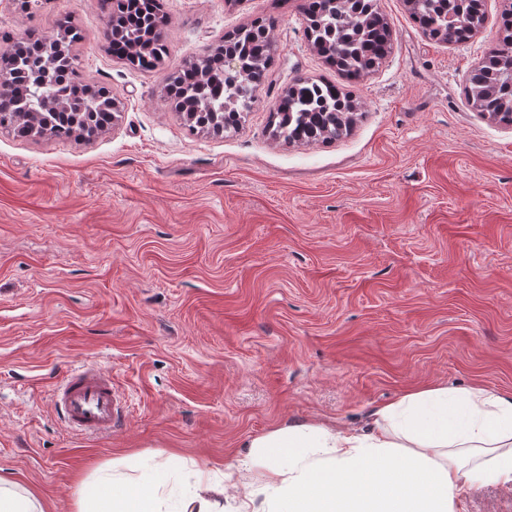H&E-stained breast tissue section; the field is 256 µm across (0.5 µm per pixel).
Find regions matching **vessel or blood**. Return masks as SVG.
I'll list each match as a JSON object with an SVG mask.
<instances>
[{"label":"vessel or blood","mask_w":512,"mask_h":512,"mask_svg":"<svg viewBox=\"0 0 512 512\" xmlns=\"http://www.w3.org/2000/svg\"><path fill=\"white\" fill-rule=\"evenodd\" d=\"M51 402L67 429L77 435H108L121 421L112 375L97 365L68 369L53 387Z\"/></svg>","instance_id":"b4317fda"}]
</instances>
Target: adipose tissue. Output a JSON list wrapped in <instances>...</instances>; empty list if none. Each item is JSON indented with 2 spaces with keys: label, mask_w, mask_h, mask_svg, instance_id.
<instances>
[{
  "label": "adipose tissue",
  "mask_w": 512,
  "mask_h": 512,
  "mask_svg": "<svg viewBox=\"0 0 512 512\" xmlns=\"http://www.w3.org/2000/svg\"><path fill=\"white\" fill-rule=\"evenodd\" d=\"M266 480L236 483L237 512H460L477 484L512 487V394L482 386L416 389L379 408L369 432L297 424L254 438ZM323 448L329 460H313ZM148 472L125 490L83 482L78 512H162Z\"/></svg>",
  "instance_id": "obj_1"
}]
</instances>
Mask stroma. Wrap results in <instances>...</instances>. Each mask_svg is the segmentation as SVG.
<instances>
[{
	"label": "stroma",
	"mask_w": 512,
	"mask_h": 512,
	"mask_svg": "<svg viewBox=\"0 0 512 512\" xmlns=\"http://www.w3.org/2000/svg\"><path fill=\"white\" fill-rule=\"evenodd\" d=\"M161 3L168 53L143 70L113 55L96 0H0V43L71 21L81 77L117 102L86 140L0 131V476L76 512L113 461L131 489L172 456L171 502L278 428L364 431L420 387L512 393V127L462 94L504 0L463 43L377 0L392 47L357 78L313 48L303 0ZM257 21L277 50L250 109L231 131L190 127L165 81ZM300 77L349 93L347 134L272 135ZM84 362L121 398L104 438L50 402ZM461 512H512V489L475 485Z\"/></svg>",
	"instance_id": "obj_1"
}]
</instances>
